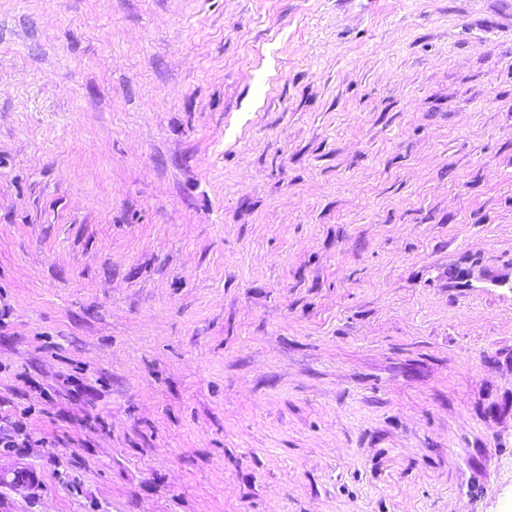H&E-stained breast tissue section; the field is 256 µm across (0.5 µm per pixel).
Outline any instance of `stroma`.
I'll use <instances>...</instances> for the list:
<instances>
[{
    "label": "stroma",
    "instance_id": "35a3bbf8",
    "mask_svg": "<svg viewBox=\"0 0 512 512\" xmlns=\"http://www.w3.org/2000/svg\"><path fill=\"white\" fill-rule=\"evenodd\" d=\"M0 512H512V0H0Z\"/></svg>",
    "mask_w": 512,
    "mask_h": 512
}]
</instances>
